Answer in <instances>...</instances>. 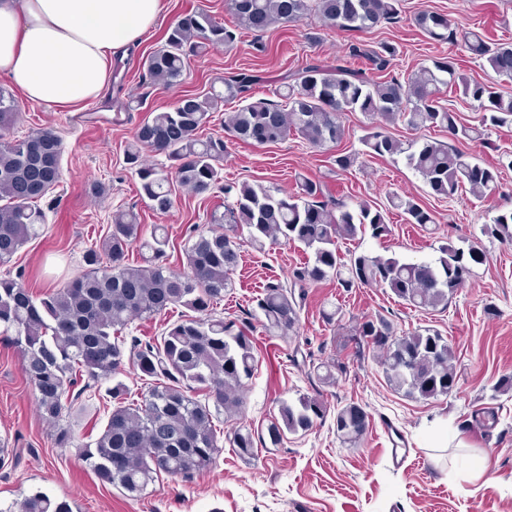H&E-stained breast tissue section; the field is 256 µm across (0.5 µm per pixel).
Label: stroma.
Here are the masks:
<instances>
[{"instance_id": "1", "label": "stroma", "mask_w": 512, "mask_h": 512, "mask_svg": "<svg viewBox=\"0 0 512 512\" xmlns=\"http://www.w3.org/2000/svg\"><path fill=\"white\" fill-rule=\"evenodd\" d=\"M399 7L396 22H382L361 33L325 26L313 14L297 23L272 26L259 37L242 33L232 47L191 57L181 85L170 89L146 78L142 67L166 29L197 9L227 26L233 18L225 0H168L140 44L113 57L112 76L98 98L77 108L57 109L20 97V116L11 136L22 138L38 128L54 130L62 142L61 177L39 202L46 214L41 235L0 266V277L19 279L36 295L63 285L84 271V252L106 235L120 209L137 212L146 227L164 228L169 238L165 263L182 268L195 231L208 230L211 213L223 212L224 193L216 189L198 195L178 187L172 209L156 214L139 197L124 150L151 111L173 106L184 94L222 89L224 77L239 70L260 75L253 95L273 101L286 72L312 60L360 69L364 62L349 57L350 44L375 47L388 42L399 50L393 74L411 76L433 59L450 57L464 75L512 95V79L474 59L460 40L429 39L414 22L419 12L441 11L456 30L471 29L495 42L512 43V0H400ZM234 109L230 103L225 112ZM225 112L216 113L204 130L205 135L223 137L226 144L225 183L246 181L292 192L299 177L306 176L325 182L328 193L352 207L362 202L382 207L399 194L435 214V223L422 227L404 223L398 211H391L390 236L340 241L341 256L357 251L434 261L452 242L483 249L486 260L471 265L444 309L404 305L381 287L346 292L333 279L309 286L295 335L282 337L265 329L256 299L268 282L288 281L308 252L299 243L259 252L241 241L232 289L217 310L251 336L257 365L245 384L240 411L221 414L219 427L228 431L239 423L249 426L257 453L243 460L224 448L204 473L190 480L159 475L135 499L102 485L79 453L107 422L112 410L108 391L114 382L124 383L130 398H137L142 383L133 368L116 380L102 381L97 391L75 402L64 418L74 442L59 448L54 424L37 411L18 348L0 336V436L15 450L0 463V506L43 491L69 501L73 512H512V392L493 393L502 376L512 375V246L483 233L494 216L512 209V125L488 129L480 140L460 145L474 162L500 167L498 190L483 200L465 191L441 200L431 195L404 158L366 155L363 140L369 122L361 113H346L342 141L319 148L295 136L263 146L236 140L224 133ZM343 152L359 155L357 164L345 172L334 164ZM96 182L107 187V195L92 194ZM489 305L496 307V317L485 315ZM334 308L339 320L330 325L322 313ZM374 315L389 319L399 334L429 328L445 337L458 380L453 393L416 399L391 389L381 352L359 347L355 334L356 324ZM331 360L345 364L347 371L327 386L319 382L313 366ZM302 396L323 400L324 420L309 431L285 433L279 444H271L267 426L277 417L280 403H294ZM351 403L365 409L369 425L350 446L336 436L335 415L337 408ZM485 407L494 408L496 423L486 426L478 420ZM387 423L410 450L399 469L390 463L391 443L383 430ZM482 459L486 468L481 477H474Z\"/></svg>"}]
</instances>
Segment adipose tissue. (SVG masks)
I'll list each match as a JSON object with an SVG mask.
<instances>
[{"label":"adipose tissue","mask_w":512,"mask_h":512,"mask_svg":"<svg viewBox=\"0 0 512 512\" xmlns=\"http://www.w3.org/2000/svg\"><path fill=\"white\" fill-rule=\"evenodd\" d=\"M163 0H0V76L32 101L71 108L98 97L112 57L139 43Z\"/></svg>","instance_id":"1"}]
</instances>
